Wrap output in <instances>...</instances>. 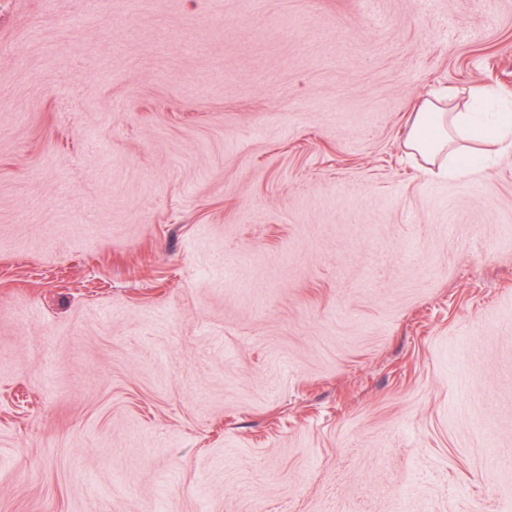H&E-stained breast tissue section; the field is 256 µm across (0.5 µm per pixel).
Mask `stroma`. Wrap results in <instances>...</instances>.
Returning a JSON list of instances; mask_svg holds the SVG:
<instances>
[{"label":"stroma","instance_id":"1","mask_svg":"<svg viewBox=\"0 0 512 512\" xmlns=\"http://www.w3.org/2000/svg\"><path fill=\"white\" fill-rule=\"evenodd\" d=\"M512 0H0V512H512ZM472 121L471 115L467 112H441L438 104L426 101L418 112H413L409 118L405 146L433 163L439 159L447 161L448 158H456L461 164L460 168L448 173L455 177H463L468 173L463 169L475 161L476 155L457 144L453 131L465 129L471 139H484V133ZM433 127L440 130L438 135L428 134V130Z\"/></svg>","mask_w":512,"mask_h":512}]
</instances>
